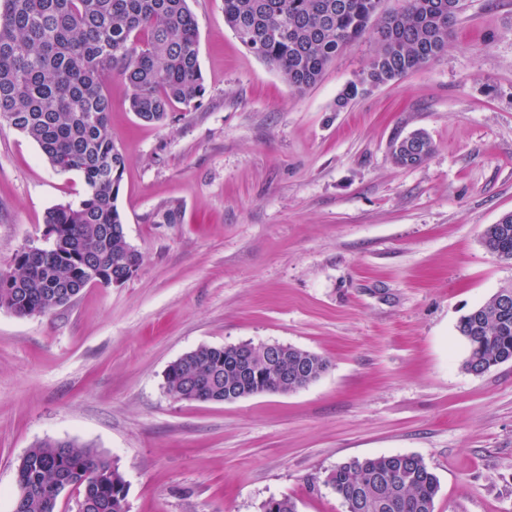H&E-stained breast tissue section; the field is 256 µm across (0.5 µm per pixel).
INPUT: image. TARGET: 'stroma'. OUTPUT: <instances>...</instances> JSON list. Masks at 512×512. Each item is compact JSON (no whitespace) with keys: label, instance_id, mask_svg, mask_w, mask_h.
<instances>
[{"label":"stroma","instance_id":"stroma-1","mask_svg":"<svg viewBox=\"0 0 512 512\" xmlns=\"http://www.w3.org/2000/svg\"><path fill=\"white\" fill-rule=\"evenodd\" d=\"M190 6L200 107L148 125L108 83L139 270L45 316L0 308V512L21 457L47 440L117 460L129 512H261L273 497L345 512L327 474L384 454L424 459L434 512H512V361L468 373L457 331L512 287V260L482 244L512 212V0H468L437 60L340 110L368 41L297 93L225 25L222 0ZM416 130L433 152L398 166L391 145ZM82 194L0 123V269L42 245L49 208ZM168 207L180 223H156ZM245 343L330 366L303 389L232 403L167 393L184 353Z\"/></svg>","mask_w":512,"mask_h":512}]
</instances>
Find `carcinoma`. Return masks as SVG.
<instances>
[{
	"mask_svg": "<svg viewBox=\"0 0 512 512\" xmlns=\"http://www.w3.org/2000/svg\"><path fill=\"white\" fill-rule=\"evenodd\" d=\"M224 22L255 56L273 67L296 92L315 85L348 45L372 33L373 54L360 75L336 98L341 109L371 89L428 65L448 47L465 0H401L381 12L383 0H223ZM123 82L139 120L163 125L174 107L201 105L206 89L199 35L189 0H0V116L39 147L59 173H78L84 194L75 204L48 209L56 228L51 256L16 255L0 276V306L17 316L47 315L67 303L87 272L97 284L128 269L124 220L117 206L125 153L109 133V78ZM433 152L422 131L394 142L395 162L423 163ZM483 245L512 260V215L489 225ZM492 296L457 325L468 344L463 367L484 373L512 361V306ZM329 368L316 353L292 347V389L307 387ZM173 398L205 387L242 398L256 389L276 393L278 370L258 360L244 372L239 348L203 346L173 361L165 375ZM31 487L19 512H55L48 491L77 490L85 512H128L127 486L118 464L89 445L43 441L28 449L17 468ZM326 484L351 512H434L439 481L423 458L408 454L351 459L336 465ZM262 512H296L290 498H271Z\"/></svg>",
	"mask_w": 512,
	"mask_h": 512,
	"instance_id": "obj_1",
	"label": "carcinoma"
}]
</instances>
